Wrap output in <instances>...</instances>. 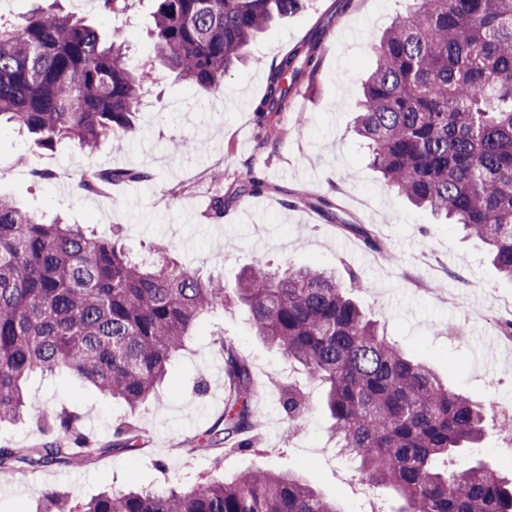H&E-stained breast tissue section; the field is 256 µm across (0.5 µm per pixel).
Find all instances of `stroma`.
<instances>
[{"label": "stroma", "mask_w": 512, "mask_h": 512, "mask_svg": "<svg viewBox=\"0 0 512 512\" xmlns=\"http://www.w3.org/2000/svg\"><path fill=\"white\" fill-rule=\"evenodd\" d=\"M53 3L101 33L124 28L129 69L153 61L154 0H130L120 15L106 13L101 0H0V14L18 21ZM331 4L309 0L268 26L225 76L220 93L199 92L157 68L122 149L107 141L89 151L65 140L49 151L16 125H0V195L46 218L86 225L103 238L120 230L137 258L151 255L158 241L170 242L182 262L228 289L258 264L313 265L340 276L355 271L364 284L356 299L403 351L457 392L512 406V345L502 343L500 329L512 317V284L490 265L481 241L389 191L353 131L361 82L373 65L371 47L404 14L407 0H353L336 15L302 109L280 114L279 138L263 137L254 106L266 92L269 67L324 19ZM36 167L55 170L57 180L36 181L30 174ZM106 168L137 169L149 178L115 185L108 195L78 190L85 174ZM217 170L224 174L220 188L211 180ZM250 179L259 182V191L240 193ZM219 190L225 213L216 221L209 213ZM318 197L330 199L347 223L372 225L381 249L321 217L313 206ZM227 344L252 366L261 425L251 447L194 456L188 439L224 409ZM288 387L308 403L299 426L280 406ZM27 394L44 413L64 406L81 413L79 434L105 452L79 468L0 467V512H41L40 494L48 489L83 502L112 489L193 485L243 470L307 472L315 489L345 512H400L403 506L394 491L340 456L322 406L323 385L256 336L241 308L201 319L157 398L135 413L65 373L31 379ZM119 426L137 430L145 446L109 452Z\"/></svg>", "instance_id": "1"}]
</instances>
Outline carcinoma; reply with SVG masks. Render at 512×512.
Returning <instances> with one entry per match:
<instances>
[{
	"label": "carcinoma",
	"instance_id": "carcinoma-1",
	"mask_svg": "<svg viewBox=\"0 0 512 512\" xmlns=\"http://www.w3.org/2000/svg\"><path fill=\"white\" fill-rule=\"evenodd\" d=\"M155 58L204 92L224 85L244 47L304 0H154ZM414 9L374 43L376 64L363 82L354 132L388 188L490 246L492 264L512 283V0H413ZM326 28L317 27L271 66L254 109H288L293 88L312 77ZM125 33L104 43L81 19L37 9L21 21L0 18V118L51 149L62 139L93 150L133 129L153 71L136 72L121 53ZM129 169L94 172L79 183L145 180ZM327 221L379 244L364 224H347L323 198ZM133 259L113 238L80 224L45 221L0 195V423L40 421L25 402L24 380L67 372L134 412L157 394L168 366L197 321L235 304L256 334L326 388L338 448L405 502L401 512H512V480L476 460L464 471L448 459L480 447L488 406L460 395L380 332L352 297L357 274L340 281L315 267L272 272L255 266L232 292L170 258ZM232 391L221 418L198 441L201 451L234 443L255 422L248 363L224 347ZM299 424L305 398L281 399ZM79 416L61 410L32 448H0V466L73 462ZM119 429L112 450L137 448ZM43 512H344L293 472H241L203 485L113 491L74 505L46 490Z\"/></svg>",
	"mask_w": 512,
	"mask_h": 512
}]
</instances>
